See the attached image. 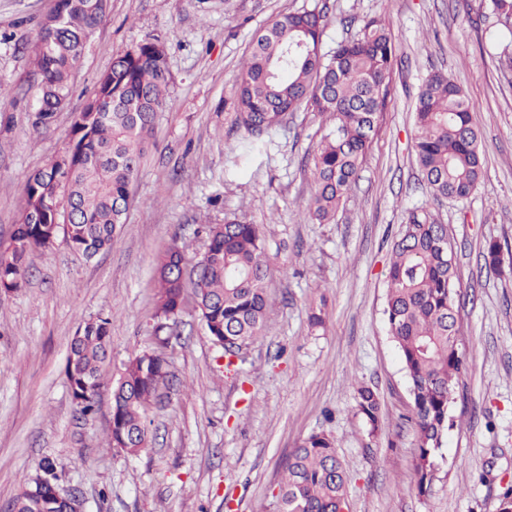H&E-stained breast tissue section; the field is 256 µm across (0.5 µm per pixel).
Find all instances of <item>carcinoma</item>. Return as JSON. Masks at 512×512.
Listing matches in <instances>:
<instances>
[{
	"mask_svg": "<svg viewBox=\"0 0 512 512\" xmlns=\"http://www.w3.org/2000/svg\"><path fill=\"white\" fill-rule=\"evenodd\" d=\"M106 0H56L40 23L32 76L40 95L33 127L48 129L70 93L69 79L89 35L106 17ZM496 18L494 37L512 39V0H488ZM326 5L280 16L262 30L244 61L231 97L235 122L225 143L252 153L292 112L329 113L333 127L308 158L314 194L308 216L328 224L348 198L352 184L378 136L394 90L398 59L382 16L363 19L359 33L323 51ZM172 83L164 44L155 39L113 55L112 67L97 81L74 115L71 145L27 180L25 207L10 238L0 242V290L16 291L27 281L32 259L57 237L52 204L73 206L64 231L71 247L88 259L112 248L133 200V185L147 154L157 113L170 105ZM481 133L472 103L445 74L422 82L414 104L413 146L421 179L437 199L464 201L481 181ZM208 247L197 258L172 243L158 258L153 335L158 347L122 366L112 386L110 448L137 455L148 446L147 413L169 376L163 352L178 335V316L187 302L223 349L224 368L260 335L267 312L272 268L257 224L236 218L207 224ZM448 229L423 209L409 213L394 240L387 271L384 315L405 371L418 438L414 482L419 494L431 487L437 453L455 420L452 392L465 369L454 340L460 327L456 307V265L449 262ZM501 245L483 253L489 273L500 271ZM111 322L89 321L72 337L65 373L83 416L96 411L100 364L107 357ZM359 411L371 431L381 426L374 392L357 388ZM278 488L280 512H339L346 504L348 478L335 443L324 433L304 438L288 457ZM30 480L16 498V512H61V506L33 493Z\"/></svg>",
	"mask_w": 512,
	"mask_h": 512,
	"instance_id": "1",
	"label": "carcinoma"
}]
</instances>
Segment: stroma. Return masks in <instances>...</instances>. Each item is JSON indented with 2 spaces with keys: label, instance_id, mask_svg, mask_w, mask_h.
I'll return each instance as SVG.
<instances>
[{
  "label": "stroma",
  "instance_id": "35a3bbf8",
  "mask_svg": "<svg viewBox=\"0 0 512 512\" xmlns=\"http://www.w3.org/2000/svg\"><path fill=\"white\" fill-rule=\"evenodd\" d=\"M317 0H108L107 19L73 70L70 95L47 130L34 129L39 91L31 49L53 0H0V240L25 204L27 179L69 147L73 117L115 52L159 38L173 82L159 113L134 201L110 250L88 259L64 236L37 254L28 280L0 292V512L26 479L52 462L83 512H279L278 483L306 436L332 437L348 476L349 512H499L512 489V42L490 44L484 0H325V48L381 15L400 61L396 92L360 178L335 223L305 213L314 185L305 167L332 127L300 111L248 160L229 152L228 99L257 31ZM349 27L339 25V18ZM441 71L476 109L484 176L469 200H437L421 182L411 136L418 87ZM448 227L467 296L459 348L467 369L427 494L414 486L418 442L411 396L384 315L391 243L411 209ZM260 225L273 276L261 336L237 373L193 307L166 352L172 380L147 419L136 457L104 447L112 384L128 358L154 348L156 263L171 243L203 255L204 223ZM502 245L487 272L488 241ZM325 319L309 324L311 314ZM112 322L98 411L82 417L65 374L80 322ZM377 396L371 431L358 387Z\"/></svg>",
  "mask_w": 512,
  "mask_h": 512
}]
</instances>
